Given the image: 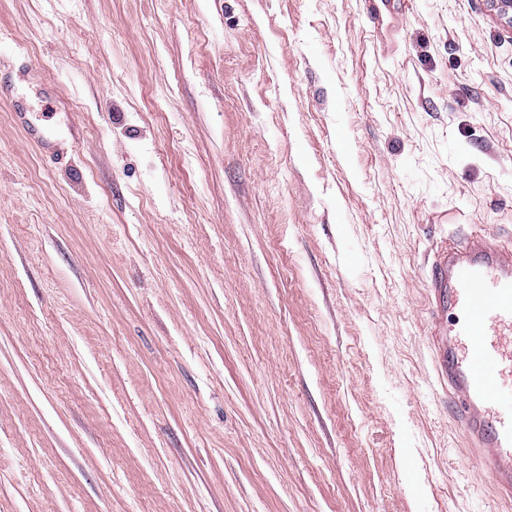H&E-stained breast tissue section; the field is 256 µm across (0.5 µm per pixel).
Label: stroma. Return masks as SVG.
Listing matches in <instances>:
<instances>
[{
    "mask_svg": "<svg viewBox=\"0 0 512 512\" xmlns=\"http://www.w3.org/2000/svg\"><path fill=\"white\" fill-rule=\"evenodd\" d=\"M0 36L77 120L56 168L0 102V512H512L429 304L448 244L512 249L491 0H0Z\"/></svg>",
    "mask_w": 512,
    "mask_h": 512,
    "instance_id": "1",
    "label": "stroma"
}]
</instances>
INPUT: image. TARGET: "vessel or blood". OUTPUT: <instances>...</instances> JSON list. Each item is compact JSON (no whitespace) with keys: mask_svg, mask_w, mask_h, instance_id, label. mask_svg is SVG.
<instances>
[{"mask_svg":"<svg viewBox=\"0 0 512 512\" xmlns=\"http://www.w3.org/2000/svg\"><path fill=\"white\" fill-rule=\"evenodd\" d=\"M39 68L0 73V96L42 79ZM26 130L50 159L64 156L63 142ZM433 322L437 368L460 415L458 426L474 448V470L512 501V250L480 235L449 247L433 270Z\"/></svg>","mask_w":512,"mask_h":512,"instance_id":"b4317fda","label":"vessel or blood"}]
</instances>
